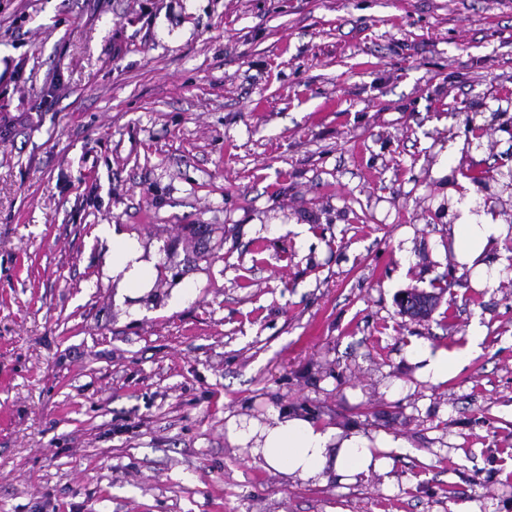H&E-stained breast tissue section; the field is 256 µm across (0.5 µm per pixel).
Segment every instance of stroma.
<instances>
[{
  "instance_id": "35a3bbf8",
  "label": "stroma",
  "mask_w": 512,
  "mask_h": 512,
  "mask_svg": "<svg viewBox=\"0 0 512 512\" xmlns=\"http://www.w3.org/2000/svg\"><path fill=\"white\" fill-rule=\"evenodd\" d=\"M508 151L512 0H0V512H512V233L474 287L447 211ZM275 410L407 449L286 480L226 434ZM103 248L102 272L112 281L118 280L117 298L124 301L125 297L138 298L149 292L155 283L157 269L155 258L145 259V250L139 240L118 232L112 225V232L101 235ZM407 358L418 366V375L433 384L448 381L464 362V353L433 348L424 341H413L405 349Z\"/></svg>"
}]
</instances>
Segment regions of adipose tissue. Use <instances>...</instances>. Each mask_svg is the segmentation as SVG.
<instances>
[{"mask_svg":"<svg viewBox=\"0 0 512 512\" xmlns=\"http://www.w3.org/2000/svg\"><path fill=\"white\" fill-rule=\"evenodd\" d=\"M459 222L455 224L453 246L460 269L476 276L480 286L496 283L503 268L487 263V250L507 229L493 214L477 208L474 198H457ZM102 272L118 283V299L138 298L151 290L157 270L155 262L145 259V251L136 237L118 231L101 236ZM407 358L418 367V374L433 384L448 381L464 361L463 352L435 348L424 341H415L405 349ZM231 443L247 448L261 466L282 477H297L315 485L331 480L355 482L359 476H388L392 453L401 452L402 439L366 435L339 426H325L310 418L288 413H273L265 424L242 425L236 419L226 424Z\"/></svg>","mask_w":512,"mask_h":512,"instance_id":"1","label":"adipose tissue"}]
</instances>
